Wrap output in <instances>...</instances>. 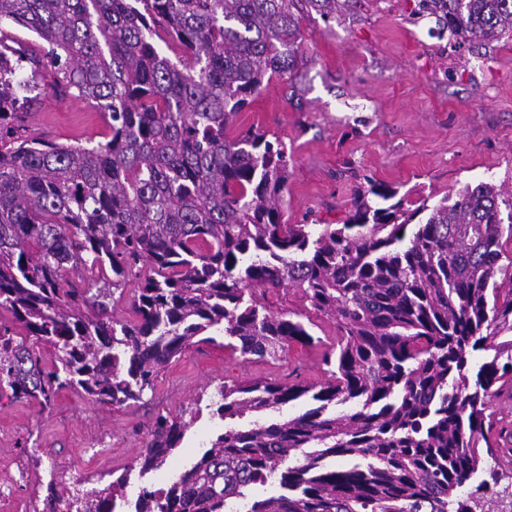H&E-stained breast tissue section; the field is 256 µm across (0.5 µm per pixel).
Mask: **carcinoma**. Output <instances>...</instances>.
<instances>
[{
  "instance_id": "carcinoma-1",
  "label": "carcinoma",
  "mask_w": 512,
  "mask_h": 512,
  "mask_svg": "<svg viewBox=\"0 0 512 512\" xmlns=\"http://www.w3.org/2000/svg\"><path fill=\"white\" fill-rule=\"evenodd\" d=\"M302 1L324 19L347 2L0 0V393L45 409L79 388L128 406L197 336L278 360L322 342L256 294L294 287L336 324L320 387L219 386L224 432L167 487L142 488L138 512H502L512 429L493 434L489 404L512 389V287L497 281L512 193L480 182L431 204L369 179L343 223H282L284 147L228 129L264 81L293 77ZM418 13L458 45L512 33V0H419ZM13 25L43 56L15 47ZM44 56L109 139L16 135L42 103ZM131 282L133 319H119L113 296ZM303 397L316 406L279 415ZM200 414L158 415L112 482L52 480L33 512H114ZM269 484L277 494L251 495Z\"/></svg>"
}]
</instances>
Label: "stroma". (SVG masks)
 Returning <instances> with one entry per match:
<instances>
[{
  "label": "stroma",
  "mask_w": 512,
  "mask_h": 512,
  "mask_svg": "<svg viewBox=\"0 0 512 512\" xmlns=\"http://www.w3.org/2000/svg\"><path fill=\"white\" fill-rule=\"evenodd\" d=\"M416 0H359L324 20L302 12L303 60L294 81L263 84L235 129L279 139L288 153L283 223L339 224L364 177L411 198L440 200L468 183L512 192V36L455 47L436 20L413 14ZM44 66L43 103L27 120L61 143L101 140L106 127L93 105L53 86ZM275 308L310 317L314 335L331 344L335 324L311 314L295 288L270 294ZM271 379L320 384V348L294 345L277 362H245L204 343L187 348L161 372L154 393L121 409L103 407L75 389L50 408L0 399V502L32 512L54 468L68 480L111 482L148 440L158 413L209 404L227 381ZM224 423L202 412L161 473L132 477L137 495L174 479L202 455Z\"/></svg>",
  "instance_id": "stroma-1"
}]
</instances>
